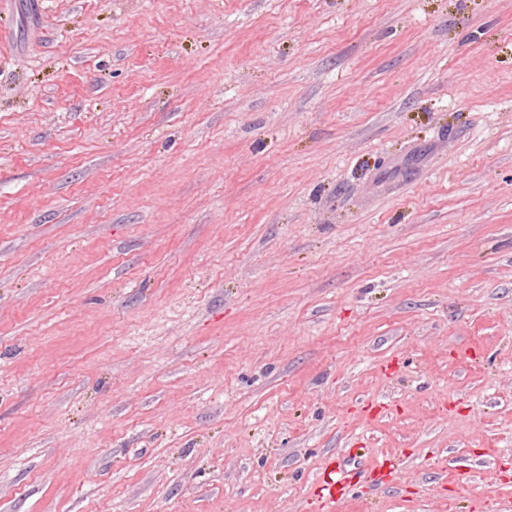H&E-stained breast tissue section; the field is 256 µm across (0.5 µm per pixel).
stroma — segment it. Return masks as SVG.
Listing matches in <instances>:
<instances>
[{"mask_svg":"<svg viewBox=\"0 0 512 512\" xmlns=\"http://www.w3.org/2000/svg\"><path fill=\"white\" fill-rule=\"evenodd\" d=\"M0 512H512V0H0Z\"/></svg>","mask_w":512,"mask_h":512,"instance_id":"stroma-1","label":"stroma"}]
</instances>
